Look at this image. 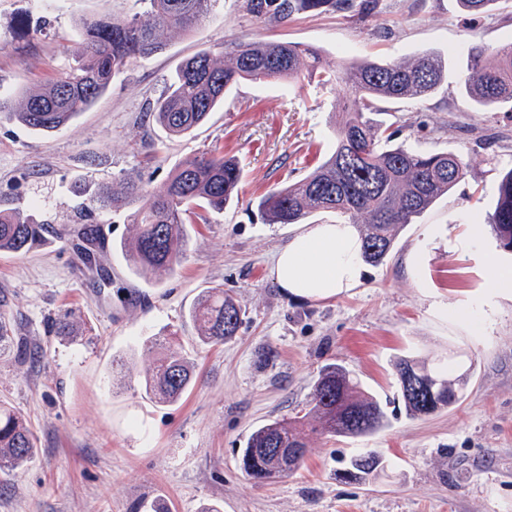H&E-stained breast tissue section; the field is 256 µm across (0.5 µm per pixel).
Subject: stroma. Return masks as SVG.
<instances>
[{"label": "stroma", "mask_w": 512, "mask_h": 512, "mask_svg": "<svg viewBox=\"0 0 512 512\" xmlns=\"http://www.w3.org/2000/svg\"><path fill=\"white\" fill-rule=\"evenodd\" d=\"M129 0H0V97L61 73L81 49V19L123 12ZM256 38L318 48L327 64L431 51L447 56V83L423 101L380 104L397 142L419 152L453 150L467 168L445 197L400 232L386 262L325 302L288 298L270 276L273 255L295 227L269 224L257 202L301 179L333 142L336 90L286 80L240 83L192 135L169 138L149 116L182 62L214 43ZM512 41V0L465 15L457 0H380L358 20L302 14L269 27L214 0L191 35L117 73L67 126L37 132L0 121V210L48 229L42 246L0 255V313L36 361L0 352V401L37 438L18 472H0V512H512V296L486 291L492 264L512 267L488 225L495 187L512 168V108L478 111L458 76L471 48ZM156 159L146 163L147 149ZM236 157L237 200L198 211L188 251L171 275L133 274L115 246L130 235L127 208L95 210L105 245L97 266L112 281L77 280L73 249L81 208L103 186L131 179L161 190L169 170L207 150ZM480 225L472 236L471 225ZM219 284L245 311L237 337L195 342L187 311ZM72 313L76 333L52 323ZM178 332L194 384L174 404L144 397L156 357L149 336ZM461 353L471 363L460 401L412 419L396 400L392 363ZM336 362L389 400V425L365 439L316 437L293 475L257 483L239 468L247 436L276 418L302 416L318 372ZM387 464L371 485L340 478L355 449Z\"/></svg>", "instance_id": "stroma-1"}]
</instances>
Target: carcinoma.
Masks as SVG:
<instances>
[{
    "instance_id": "cac0c4a2",
    "label": "carcinoma",
    "mask_w": 512,
    "mask_h": 512,
    "mask_svg": "<svg viewBox=\"0 0 512 512\" xmlns=\"http://www.w3.org/2000/svg\"><path fill=\"white\" fill-rule=\"evenodd\" d=\"M123 15L80 22L81 59L69 70L11 100L0 98L6 116L35 131L50 132L87 110L125 67L163 51L167 38L190 34L211 12L213 0H130ZM240 8L269 24L286 23L301 13L340 12L366 19L379 0H239ZM495 0H460L475 18ZM341 85V114L328 157L305 177L269 190L258 201L270 224H298L321 213H334L364 227L363 262L378 266L391 253L401 230L448 194L463 178L466 162L455 151L420 154L391 144L393 134L372 118L378 103L421 101L448 81V60L434 52L385 62L340 61L323 66L318 49L279 41H224L202 49L175 71L167 93L150 112L170 136L185 137L202 126L224 97L243 81L272 80ZM459 85L476 106L496 108L512 103V43L476 48ZM242 170L237 159L215 150L177 164L161 191L139 181L101 189L92 204H122L130 210L131 236L119 243L135 272L172 274L186 252L184 224L198 209L222 212L238 194ZM489 226L499 247L512 252V170L496 188ZM43 225L18 212L0 211V254L26 253L42 241ZM244 311L221 287L203 290L188 311L203 344H223L238 335ZM145 345L164 350L142 384L145 395L160 403L181 399L193 382L192 362L171 337L151 336ZM28 355L27 344L9 335L0 319V348ZM463 360L450 355L430 368L410 356L394 361L399 373L407 367L436 381L434 397L400 393L406 415L419 418L460 400ZM386 404L363 388L336 363L324 365L313 385L307 413L297 420L276 419L255 428L240 449L242 471L257 482L297 471L309 452L310 436L366 438L387 425ZM36 451V438L22 418L0 403V471H18ZM385 471L382 458L367 448L350 456L344 475L354 481L376 480Z\"/></svg>"
}]
</instances>
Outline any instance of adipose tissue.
<instances>
[{"label": "adipose tissue", "mask_w": 512, "mask_h": 512, "mask_svg": "<svg viewBox=\"0 0 512 512\" xmlns=\"http://www.w3.org/2000/svg\"><path fill=\"white\" fill-rule=\"evenodd\" d=\"M361 236L352 224H302L278 250L270 274L288 297L331 300L360 287Z\"/></svg>", "instance_id": "1"}]
</instances>
